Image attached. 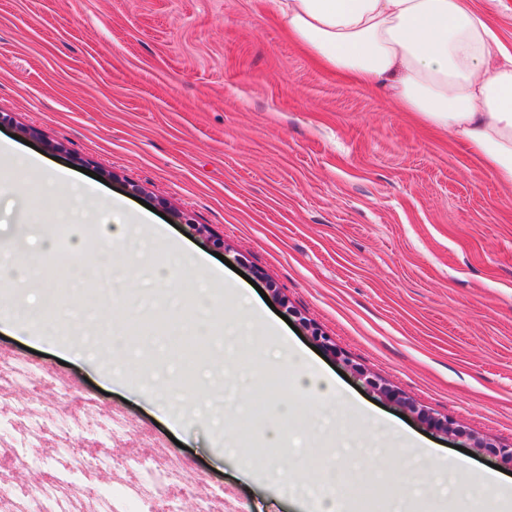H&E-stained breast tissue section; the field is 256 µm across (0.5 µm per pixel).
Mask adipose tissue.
<instances>
[{
    "label": "adipose tissue",
    "instance_id": "adipose-tissue-1",
    "mask_svg": "<svg viewBox=\"0 0 512 512\" xmlns=\"http://www.w3.org/2000/svg\"><path fill=\"white\" fill-rule=\"evenodd\" d=\"M289 35L322 65L349 79L384 87L407 112L428 126L447 132L497 178L512 185V53L505 52L486 12L471 0H272ZM81 200L114 211H127L130 223L158 239L168 251L186 259L194 273L216 287L207 301L221 309L225 301L243 299L238 318L251 326L249 342L256 351L281 342V331L265 311L248 299L245 287L225 279L207 257L188 251L143 213L128 212L124 200L108 199L90 185ZM12 271L25 291L8 303L12 317L5 331L26 336L31 326L53 311L54 284L31 281L15 258L0 264ZM281 367H293L302 401L334 405L351 424L344 439L363 440L372 416L359 401L346 396L329 375L313 368L304 354L289 348ZM402 451L417 455L421 469L405 468L400 482H417L421 470H445L482 491L481 512H512V479L474 467L463 457L437 448L397 425H390Z\"/></svg>",
    "mask_w": 512,
    "mask_h": 512
}]
</instances>
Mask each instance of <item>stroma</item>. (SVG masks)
Returning <instances> with one entry per match:
<instances>
[{"label": "stroma", "mask_w": 512, "mask_h": 512, "mask_svg": "<svg viewBox=\"0 0 512 512\" xmlns=\"http://www.w3.org/2000/svg\"><path fill=\"white\" fill-rule=\"evenodd\" d=\"M0 114L1 137L37 129L31 152L48 167L91 170L101 195L147 202L191 249L220 252L226 278L244 272L267 292L288 338L347 395L512 477L497 453L512 446V186L381 90L320 65L272 0H0ZM50 205L32 173L0 189L1 242L57 236L58 257L25 256L51 272L63 314L53 349L0 332V370L19 359L47 378L0 391V437L38 400L64 423L117 415L126 433L112 452L179 457L223 489V512H310L299 493L323 488L318 473L282 484L270 471L316 461L320 408L300 427L282 415L297 403L288 390L276 408L249 402L271 388L279 348L226 335L236 302L215 319L191 269L170 294L153 289L138 239L107 237L123 213L94 206L78 221L84 270L69 278L60 230L76 221ZM204 325L225 356L220 404L201 363H185ZM315 328L335 351L315 352ZM94 332L123 339L98 373L71 358ZM165 365L182 383L168 419L134 393ZM361 469L374 499L349 490L345 512H384L389 474Z\"/></svg>", "instance_id": "1"}]
</instances>
